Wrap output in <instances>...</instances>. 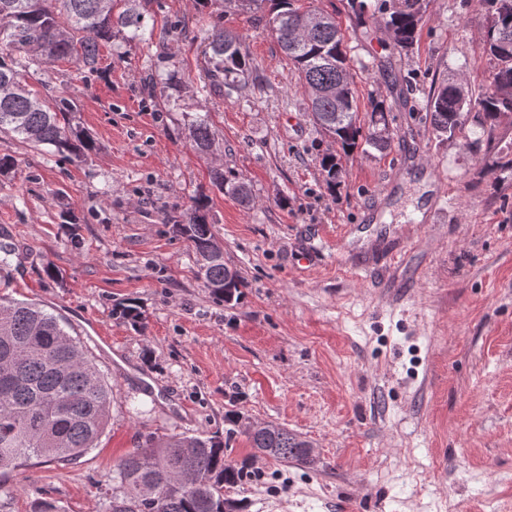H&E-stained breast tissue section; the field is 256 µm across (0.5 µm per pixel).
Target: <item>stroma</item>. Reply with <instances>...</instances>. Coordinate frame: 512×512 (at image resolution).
Masks as SVG:
<instances>
[{"label":"stroma","mask_w":512,"mask_h":512,"mask_svg":"<svg viewBox=\"0 0 512 512\" xmlns=\"http://www.w3.org/2000/svg\"><path fill=\"white\" fill-rule=\"evenodd\" d=\"M299 0L340 23L359 115L386 100L390 150L339 153L312 121L293 63L260 9L217 0H140L144 37L117 36L97 72L62 62L51 94L97 143L88 162L0 137V297L63 315L112 387L98 448L72 464L0 475V512H104L120 459L146 436L224 437L254 474L225 489L240 512H512V127L496 150L477 125L440 137L426 115L435 82L479 88L493 68L488 0H426L412 49L365 0ZM240 35L253 73L225 95L203 77L214 24ZM176 89L144 94L146 78ZM205 113L211 154L186 116ZM342 171L328 190L323 154ZM223 168L250 206L210 183ZM245 284L216 299L176 232L192 198ZM136 302L138 321L121 317ZM288 428L313 464L255 455L227 415Z\"/></svg>","instance_id":"obj_1"}]
</instances>
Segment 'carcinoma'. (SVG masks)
Here are the masks:
<instances>
[{"label":"carcinoma","mask_w":512,"mask_h":512,"mask_svg":"<svg viewBox=\"0 0 512 512\" xmlns=\"http://www.w3.org/2000/svg\"><path fill=\"white\" fill-rule=\"evenodd\" d=\"M495 25L486 32V51L493 65L492 84L475 93L458 81L431 87L427 112L434 129L450 138L460 131L462 113L481 114L476 144L491 150L500 142L498 129L512 118V0H489ZM270 19L282 52L294 64L307 94L316 125L345 154L369 146L391 147L393 135L376 137L388 127L385 100L371 103L368 123L354 105V77L348 64L344 34L336 21L308 31L302 20L309 11L278 0ZM425 0H383L386 24L396 45L413 47L425 12ZM131 29L139 36L136 0H0V134L16 137L69 159L87 160L96 143L71 124L77 111L65 97L42 95L27 83L30 70L48 73L60 62L93 73L99 47ZM207 69L211 91L224 95L249 78L251 59L241 37L215 26L208 37ZM193 147L208 153L214 132L206 115H188ZM326 184L336 185L341 170L336 155L321 158ZM211 182L241 202H251L243 185L215 168ZM208 200L193 198L187 220L175 225L196 255L197 274L217 299L238 297L243 281L230 278L206 217ZM112 387L68 331L67 323L34 303L0 298V471L13 470L34 458L71 464L96 447L109 419ZM252 448L268 449L279 461L307 464L306 442L285 427L247 436ZM251 478L247 463L224 459V439L179 434L162 442L149 438L117 465L109 512H224V487Z\"/></svg>","instance_id":"carcinoma-1"}]
</instances>
